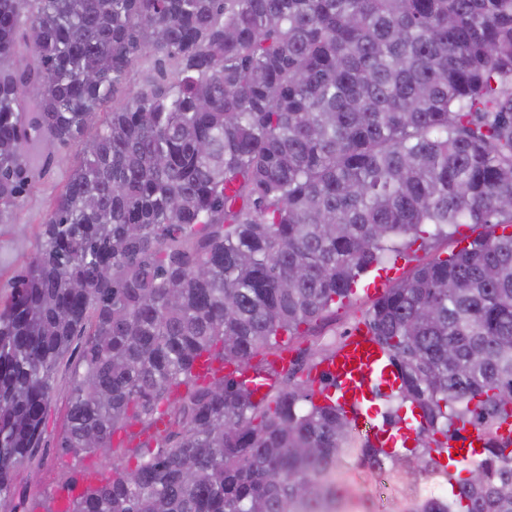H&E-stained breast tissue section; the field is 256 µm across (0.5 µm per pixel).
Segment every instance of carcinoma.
<instances>
[{
	"label": "carcinoma",
	"instance_id": "cac0c4a2",
	"mask_svg": "<svg viewBox=\"0 0 512 512\" xmlns=\"http://www.w3.org/2000/svg\"><path fill=\"white\" fill-rule=\"evenodd\" d=\"M146 55L173 79L103 111ZM92 126L0 308V512H30L63 362L59 457L145 439L46 512H394L352 502L349 458L399 499L447 479L411 512H512V0H0V223ZM463 225L494 230L360 320L399 373L384 423L415 433L376 448L312 376L343 348L315 326ZM468 424L476 463L438 461Z\"/></svg>",
	"mask_w": 512,
	"mask_h": 512
}]
</instances>
